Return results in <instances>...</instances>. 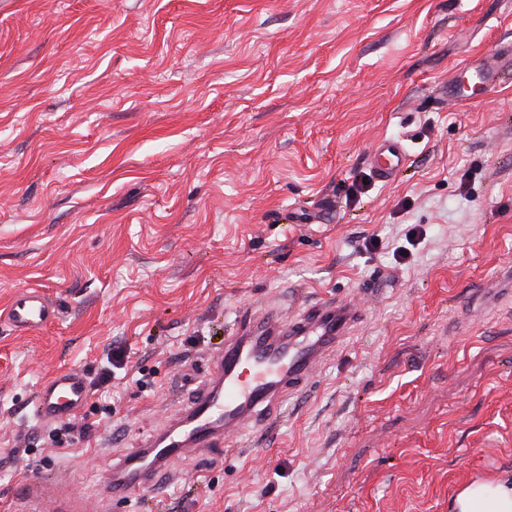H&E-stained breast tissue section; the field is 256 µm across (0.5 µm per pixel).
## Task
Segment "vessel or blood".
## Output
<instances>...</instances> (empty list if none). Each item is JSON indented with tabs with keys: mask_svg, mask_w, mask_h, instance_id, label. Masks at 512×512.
<instances>
[{
	"mask_svg": "<svg viewBox=\"0 0 512 512\" xmlns=\"http://www.w3.org/2000/svg\"><path fill=\"white\" fill-rule=\"evenodd\" d=\"M511 67L512 52L499 51L476 69L475 76L485 86L493 74ZM406 160L405 146L393 138L378 140L370 153L372 173L382 182L391 181ZM510 293L512 271L506 269L494 287L484 289L477 303L487 310L498 304L501 295ZM59 318L53 300L37 288L18 292L0 314L1 322L22 334L44 329ZM364 319L362 306L352 296L320 300L286 323L254 309L239 314L223 350L202 371L201 390L146 448L104 481L103 493L125 498L132 488L153 485L173 456L209 447L221 438L233 441L262 421H279L287 396L306 387L326 356ZM88 397L82 372H57L38 388L37 416L46 425L72 419Z\"/></svg>",
	"mask_w": 512,
	"mask_h": 512,
	"instance_id": "1",
	"label": "vessel or blood"
}]
</instances>
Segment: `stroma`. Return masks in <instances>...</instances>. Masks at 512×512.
<instances>
[{
  "instance_id": "obj_1",
  "label": "stroma",
  "mask_w": 512,
  "mask_h": 512,
  "mask_svg": "<svg viewBox=\"0 0 512 512\" xmlns=\"http://www.w3.org/2000/svg\"><path fill=\"white\" fill-rule=\"evenodd\" d=\"M509 41L512 0H0V310L61 308L0 323V512L56 474L89 512H450L512 472V303L455 326L512 264V82L439 94ZM359 291L282 422L102 498L240 310ZM115 349L73 420L95 434L51 446L39 384ZM407 160V151L398 139L378 140L370 153V165L373 175L382 182H389L401 171ZM59 318L60 310L38 288L18 292L0 315L1 323H7L14 331L22 334L44 329Z\"/></svg>"
}]
</instances>
